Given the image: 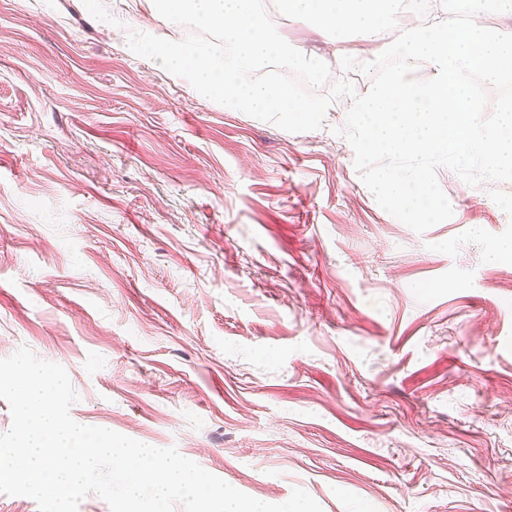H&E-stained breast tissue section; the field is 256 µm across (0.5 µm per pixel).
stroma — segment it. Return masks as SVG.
<instances>
[{
	"label": "stroma",
	"mask_w": 512,
	"mask_h": 512,
	"mask_svg": "<svg viewBox=\"0 0 512 512\" xmlns=\"http://www.w3.org/2000/svg\"><path fill=\"white\" fill-rule=\"evenodd\" d=\"M270 17L354 87L318 129L203 97L87 0H0V358L63 366L76 422L265 503L512 512V181L437 168L453 215L412 231L337 133L372 75Z\"/></svg>",
	"instance_id": "obj_1"
}]
</instances>
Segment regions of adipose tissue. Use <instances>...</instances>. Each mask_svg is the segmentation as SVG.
<instances>
[{
	"label": "adipose tissue",
	"mask_w": 512,
	"mask_h": 512,
	"mask_svg": "<svg viewBox=\"0 0 512 512\" xmlns=\"http://www.w3.org/2000/svg\"><path fill=\"white\" fill-rule=\"evenodd\" d=\"M293 18L327 30L333 35L334 52L344 55L346 34L359 45H373L393 26L399 0H281Z\"/></svg>",
	"instance_id": "adipose-tissue-1"
}]
</instances>
